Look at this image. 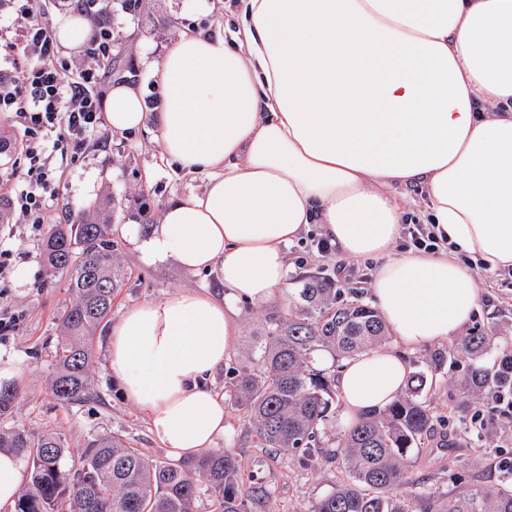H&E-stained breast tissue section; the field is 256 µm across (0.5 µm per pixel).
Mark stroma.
Segmentation results:
<instances>
[{
    "mask_svg": "<svg viewBox=\"0 0 512 512\" xmlns=\"http://www.w3.org/2000/svg\"><path fill=\"white\" fill-rule=\"evenodd\" d=\"M215 2L216 9L199 15L186 11L185 0H143L133 12L125 10L121 0H112V26L119 39L107 66L110 79L129 78L140 87L145 99L158 96V89L146 75L147 63L160 59L166 46L182 32L197 27L205 31L216 28L237 10L238 0ZM154 128V120H146L142 130L109 136L106 143L94 144L87 157L62 166L61 190L51 207L50 224L14 226L11 267H28L33 274L24 283L13 277L0 283V312L15 319L8 335L0 337V368L12 369L8 384L19 391L17 406L12 415L0 417V427L20 424L37 434L54 431L74 448L120 433L145 455L165 457V449L149 432L145 413L125 399L105 371L106 329H99L92 342L90 376L94 398L78 405L52 398L49 387L58 319L70 297L65 277H49L42 261L51 224L78 223L86 212L107 200L113 205L112 239L128 273L126 284L113 302V316H120L141 301L160 299L185 288H218L219 273L215 270L188 274L173 264H144L123 233L124 225H140L148 218L160 223L171 200L192 191L202 192L205 186V176L184 174L166 160L160 141L153 135ZM320 236L318 225L312 224L288 246L291 274L322 268L343 288L367 293L370 283L364 278L365 263H350L346 272H339L335 254H317L314 243ZM476 284L482 292L483 305L473 327L512 336V272L481 271ZM287 308L284 301L268 307H243L235 348L213 379L219 393L230 389V370L244 365L247 346L265 319L285 314ZM226 426L223 445L238 454L244 482H261L274 492L260 512H311L316 501L343 476V468L337 462L322 460L316 467L306 469L294 457L257 447L235 413H228ZM510 459L511 416L488 417L482 428L463 426L452 414L447 421L436 424L414 457L413 471L427 478L433 491L447 492L457 476L494 482L501 463Z\"/></svg>",
    "mask_w": 512,
    "mask_h": 512,
    "instance_id": "35a3bbf8",
    "label": "stroma"
}]
</instances>
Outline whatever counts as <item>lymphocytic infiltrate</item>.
Instances as JSON below:
<instances>
[{
  "mask_svg": "<svg viewBox=\"0 0 512 512\" xmlns=\"http://www.w3.org/2000/svg\"><path fill=\"white\" fill-rule=\"evenodd\" d=\"M77 9L93 21L80 59L64 55L55 14ZM112 11L104 0H0V113L20 135L15 167L0 180V200L17 223H46L59 193L62 160L83 158L105 139L100 63L112 53Z\"/></svg>",
  "mask_w": 512,
  "mask_h": 512,
  "instance_id": "lymphocytic-infiltrate-1",
  "label": "lymphocytic infiltrate"
}]
</instances>
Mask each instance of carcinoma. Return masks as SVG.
Masks as SVG:
<instances>
[{
    "label": "carcinoma",
    "mask_w": 512,
    "mask_h": 512,
    "mask_svg": "<svg viewBox=\"0 0 512 512\" xmlns=\"http://www.w3.org/2000/svg\"><path fill=\"white\" fill-rule=\"evenodd\" d=\"M44 261L48 275L67 276L70 293L60 318L50 386L62 403L91 393L89 362L99 326L127 280L112 240V215L99 208L77 224L51 229ZM288 312L270 317L237 370L228 403L264 448L309 464L335 460L345 476L312 512H512V464L497 481L457 483L439 495L414 476L412 458L439 416L422 397L426 372L412 375L404 394L371 410L336 440L322 445L321 431L336 410V367L389 338L388 327L367 303L345 298L323 270L296 277ZM458 368L454 413L464 415L496 392L512 393V337L473 330L426 359L427 369ZM15 388H0V416L16 406ZM25 458L29 479L13 512H198L203 496L214 512H255L265 490L240 482L231 450L192 460L151 458L119 434L96 438L76 452L57 432L33 434L22 425L0 429V449Z\"/></svg>",
    "instance_id": "carcinoma-1"
}]
</instances>
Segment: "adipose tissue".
<instances>
[{
  "mask_svg": "<svg viewBox=\"0 0 512 512\" xmlns=\"http://www.w3.org/2000/svg\"><path fill=\"white\" fill-rule=\"evenodd\" d=\"M155 136L171 163L203 173L147 235L148 265L217 269L221 289H185L127 309L106 338L107 372L172 457L215 449L241 304L283 299L286 249L319 225L339 260H375L369 296L393 341L346 361L351 416L403 391V355L447 341L478 313L474 263L512 268V0H241L231 30L186 32L149 66ZM146 103L118 82L113 133L142 128ZM420 187L447 238L397 249L393 186Z\"/></svg>",
  "mask_w": 512,
  "mask_h": 512,
  "instance_id": "ef3b65f1",
  "label": "adipose tissue"
}]
</instances>
